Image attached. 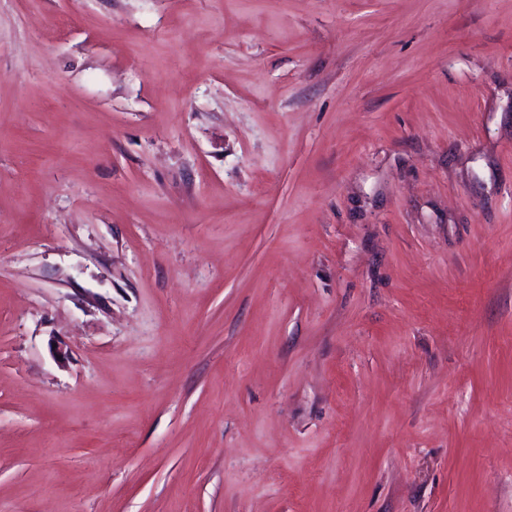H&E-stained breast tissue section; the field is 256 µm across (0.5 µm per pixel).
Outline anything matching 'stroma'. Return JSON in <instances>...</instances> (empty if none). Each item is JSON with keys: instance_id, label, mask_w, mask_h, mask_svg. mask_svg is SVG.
<instances>
[{"instance_id": "stroma-1", "label": "stroma", "mask_w": 512, "mask_h": 512, "mask_svg": "<svg viewBox=\"0 0 512 512\" xmlns=\"http://www.w3.org/2000/svg\"><path fill=\"white\" fill-rule=\"evenodd\" d=\"M0 512H512V0H0Z\"/></svg>"}]
</instances>
